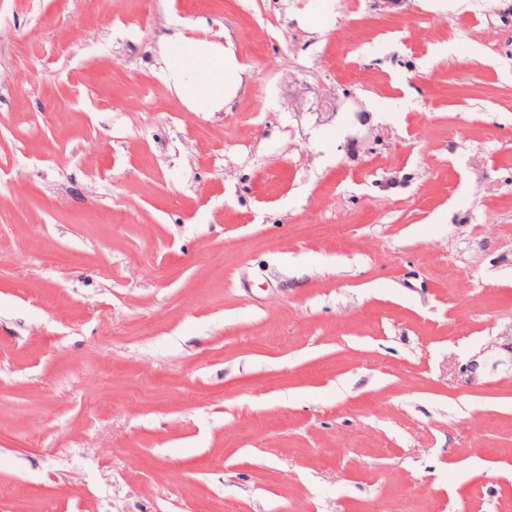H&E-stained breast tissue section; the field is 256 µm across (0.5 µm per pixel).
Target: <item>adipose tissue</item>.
Instances as JSON below:
<instances>
[{"label": "adipose tissue", "instance_id": "1", "mask_svg": "<svg viewBox=\"0 0 512 512\" xmlns=\"http://www.w3.org/2000/svg\"><path fill=\"white\" fill-rule=\"evenodd\" d=\"M165 79L193 112H219L235 98L243 68L223 42L194 39L176 31L163 38Z\"/></svg>", "mask_w": 512, "mask_h": 512}]
</instances>
